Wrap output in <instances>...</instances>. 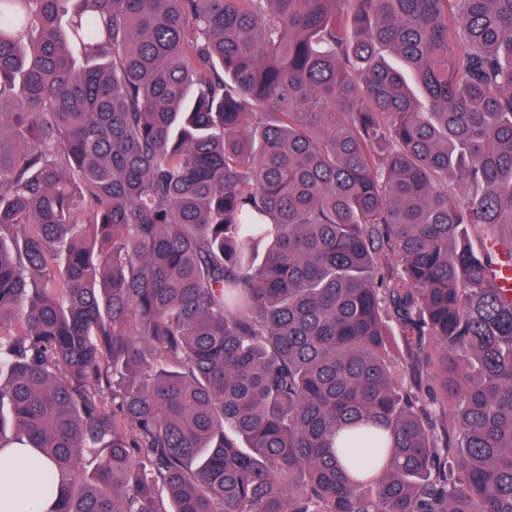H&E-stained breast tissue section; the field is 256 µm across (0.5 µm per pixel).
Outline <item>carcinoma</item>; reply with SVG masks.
I'll return each mask as SVG.
<instances>
[{"label": "carcinoma", "mask_w": 512, "mask_h": 512, "mask_svg": "<svg viewBox=\"0 0 512 512\" xmlns=\"http://www.w3.org/2000/svg\"><path fill=\"white\" fill-rule=\"evenodd\" d=\"M505 259L512 0H0L14 512H512ZM22 450L19 448H4L0 451V511L8 508L9 503L18 499L25 489L36 487L40 483L42 470L52 468L48 460H41V467L28 471H22L21 456ZM26 478H30L28 481ZM2 503L4 508H2Z\"/></svg>", "instance_id": "carcinoma-1"}]
</instances>
